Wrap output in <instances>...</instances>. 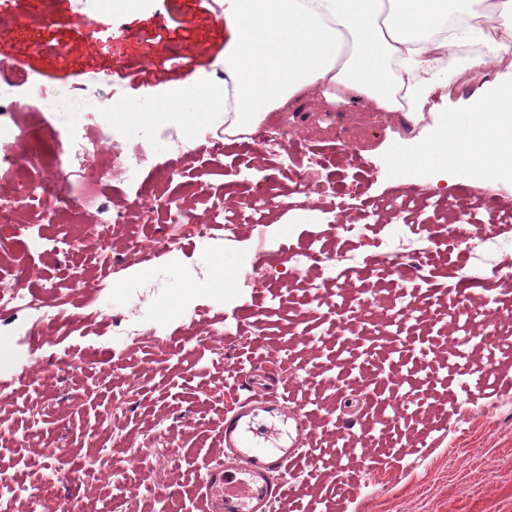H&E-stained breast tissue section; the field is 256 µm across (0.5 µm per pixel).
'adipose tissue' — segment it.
Wrapping results in <instances>:
<instances>
[{
    "mask_svg": "<svg viewBox=\"0 0 512 512\" xmlns=\"http://www.w3.org/2000/svg\"><path fill=\"white\" fill-rule=\"evenodd\" d=\"M224 20L234 32L224 89L193 80L179 88L201 106L171 113L185 133L220 120L225 134H246L328 87L338 102L431 120L429 137L391 147L399 183L425 170L491 186L512 180V72L483 86L466 123L429 106L454 64L480 74L512 54V0H224ZM219 94L220 111L209 106Z\"/></svg>",
    "mask_w": 512,
    "mask_h": 512,
    "instance_id": "obj_1",
    "label": "adipose tissue"
}]
</instances>
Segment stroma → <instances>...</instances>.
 <instances>
[{"instance_id": "obj_1", "label": "stroma", "mask_w": 512, "mask_h": 512, "mask_svg": "<svg viewBox=\"0 0 512 512\" xmlns=\"http://www.w3.org/2000/svg\"><path fill=\"white\" fill-rule=\"evenodd\" d=\"M102 8L99 26L88 28L76 21L72 0L24 7L0 0V44L15 83L5 120L45 135L88 136L97 145L88 170L111 169L91 204L43 221V236L60 237L61 245L18 252L15 266L0 273V289L19 279L38 292L47 279L93 263L94 241L65 237L74 224L109 236L118 268L74 293L66 314L81 320L77 332L60 329L52 308L42 319L0 314V470L22 492L15 512H28L32 497L37 512L76 504L85 512H199L196 489L221 456L218 421L241 392L234 371L249 363L271 371L319 431L305 451L308 465L278 476L291 491L288 512H512V335L493 336L495 373L466 395L448 367L451 312L476 259L464 239L448 249L445 271L412 259L429 246L418 224L442 234L454 218L488 225L501 258L512 260V223L501 221L512 184L466 183L443 216L430 207L392 215L388 200L398 186L388 147L418 137L421 126L321 106L318 88L261 124L300 142V153L264 156L241 143L217 154L203 138L177 155L185 133L166 113L196 106L176 100L175 90L193 78L223 85L219 60L230 29L215 13L199 12L196 0H131L118 9L104 0ZM161 30L164 40L150 42ZM182 54L196 56L195 65L152 87L135 91L108 77ZM87 64L106 79L86 86ZM507 71L512 55L483 74L458 73L447 89L449 119L465 121L474 92ZM34 80L74 96V110L37 111L27 95ZM89 99L101 107L127 100L141 117L90 119ZM119 154L145 161L127 173L114 166ZM312 154L322 164L310 171L309 196L282 204L293 189L283 167L306 166ZM172 165L179 174L168 196L202 220L214 199L236 208L258 171L279 202L245 210L231 234L199 238L193 225L167 223L156 204L157 171ZM136 197L145 206L140 223L119 222ZM173 236L179 245L154 261H129L128 242L152 248ZM314 242L326 245L324 267L302 258ZM260 251L271 268L251 285L240 267ZM216 258L224 265L220 289L210 285ZM354 298L369 300L367 319L338 332L333 311ZM132 324L140 335L126 333ZM32 327L41 346L17 354ZM45 369L53 373L48 388L20 385V376ZM367 457L373 469L352 468L353 459ZM98 470L111 480L90 479Z\"/></svg>"}]
</instances>
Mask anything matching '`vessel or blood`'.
<instances>
[{
  "label": "vessel or blood",
  "instance_id": "obj_1",
  "mask_svg": "<svg viewBox=\"0 0 512 512\" xmlns=\"http://www.w3.org/2000/svg\"><path fill=\"white\" fill-rule=\"evenodd\" d=\"M218 435L224 456L211 466L198 498L210 503V512H276L287 490L275 475L309 445L311 423L289 410L287 392L270 395L249 383Z\"/></svg>",
  "mask_w": 512,
  "mask_h": 512
}]
</instances>
